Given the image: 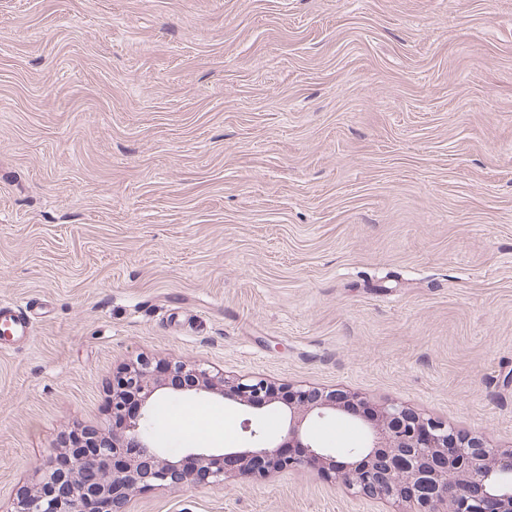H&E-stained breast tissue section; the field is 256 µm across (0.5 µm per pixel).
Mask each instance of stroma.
Masks as SVG:
<instances>
[{
	"instance_id": "1",
	"label": "stroma",
	"mask_w": 512,
	"mask_h": 512,
	"mask_svg": "<svg viewBox=\"0 0 512 512\" xmlns=\"http://www.w3.org/2000/svg\"><path fill=\"white\" fill-rule=\"evenodd\" d=\"M0 505L127 364L512 449V0H0ZM171 407L181 431L226 422ZM131 512H378L303 466Z\"/></svg>"
}]
</instances>
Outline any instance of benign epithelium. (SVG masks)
Here are the masks:
<instances>
[{
    "mask_svg": "<svg viewBox=\"0 0 512 512\" xmlns=\"http://www.w3.org/2000/svg\"><path fill=\"white\" fill-rule=\"evenodd\" d=\"M167 397L224 399L245 413L240 445L187 449L185 458L213 483L235 473L263 479L311 463L351 494L389 504V512H512V482L504 481L512 477V451L494 448L481 436L458 438L446 422L397 403L264 378L229 382L185 361L170 364L163 377L142 359L112 380V419L119 421L112 438L98 441L93 455L76 453L66 470L48 464L8 512H89L92 506L125 512L133 490L178 491L193 482L181 461L169 458L147 433L155 403ZM265 407L280 415L281 432L268 433L250 418L251 411ZM328 419L355 426L361 445L340 452L321 444L309 424ZM284 448H302L304 456L287 457ZM113 453L124 457L125 469H111Z\"/></svg>",
    "mask_w": 512,
    "mask_h": 512,
    "instance_id": "obj_1",
    "label": "benign epithelium"
}]
</instances>
